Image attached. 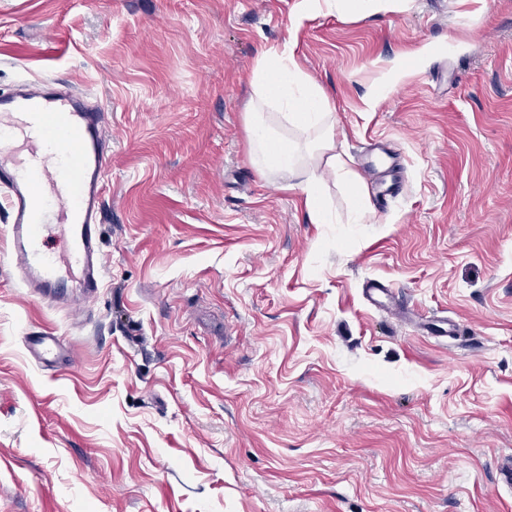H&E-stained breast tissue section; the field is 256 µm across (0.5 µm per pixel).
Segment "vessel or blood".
<instances>
[{
    "instance_id": "obj_1",
    "label": "vessel or blood",
    "mask_w": 512,
    "mask_h": 512,
    "mask_svg": "<svg viewBox=\"0 0 512 512\" xmlns=\"http://www.w3.org/2000/svg\"><path fill=\"white\" fill-rule=\"evenodd\" d=\"M105 112L50 86L0 96V129L13 128L19 142L0 147L11 256L24 287L71 306L95 295L104 278ZM56 227L65 247L54 253L46 239Z\"/></svg>"
}]
</instances>
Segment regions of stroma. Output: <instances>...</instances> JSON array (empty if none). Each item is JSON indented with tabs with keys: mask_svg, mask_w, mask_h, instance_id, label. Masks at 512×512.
Segmentation results:
<instances>
[{
	"mask_svg": "<svg viewBox=\"0 0 512 512\" xmlns=\"http://www.w3.org/2000/svg\"><path fill=\"white\" fill-rule=\"evenodd\" d=\"M301 3L0 0V93L110 105L97 295H32L0 236V512H512V0ZM263 55L331 95L352 161L398 151L366 223L332 173L315 224L251 164ZM30 348L35 351V358L39 362L52 361L61 351L60 340L56 336H43L30 342Z\"/></svg>",
	"mask_w": 512,
	"mask_h": 512,
	"instance_id": "stroma-1",
	"label": "stroma"
}]
</instances>
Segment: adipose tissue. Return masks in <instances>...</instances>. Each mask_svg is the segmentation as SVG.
Returning a JSON list of instances; mask_svg holds the SVG:
<instances>
[{
    "label": "adipose tissue",
    "mask_w": 512,
    "mask_h": 512,
    "mask_svg": "<svg viewBox=\"0 0 512 512\" xmlns=\"http://www.w3.org/2000/svg\"><path fill=\"white\" fill-rule=\"evenodd\" d=\"M253 90L248 109L249 159L260 173L283 172L293 189L304 196L310 220L326 224L330 216L320 189L321 170H331L351 190H358L359 175L336 151V104L326 90L307 75L297 62L281 63L263 58L253 69ZM277 108L294 130L312 133L307 147L280 135L268 112Z\"/></svg>",
    "instance_id": "adipose-tissue-1"
}]
</instances>
